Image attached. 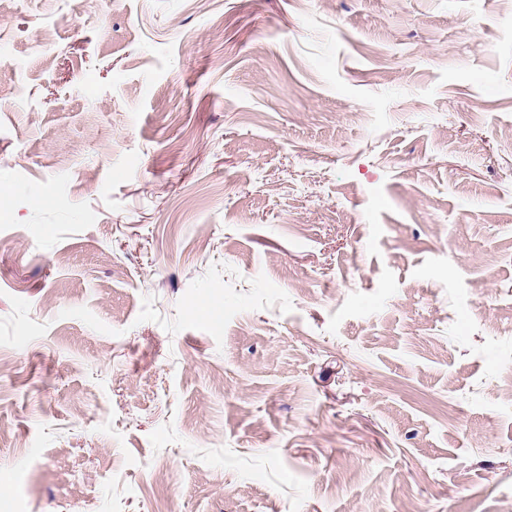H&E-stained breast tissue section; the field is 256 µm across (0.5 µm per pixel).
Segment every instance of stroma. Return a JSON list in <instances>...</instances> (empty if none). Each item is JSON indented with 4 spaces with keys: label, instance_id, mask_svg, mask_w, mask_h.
I'll return each instance as SVG.
<instances>
[{
    "label": "stroma",
    "instance_id": "obj_1",
    "mask_svg": "<svg viewBox=\"0 0 512 512\" xmlns=\"http://www.w3.org/2000/svg\"><path fill=\"white\" fill-rule=\"evenodd\" d=\"M0 512H512V0H0Z\"/></svg>",
    "mask_w": 512,
    "mask_h": 512
}]
</instances>
